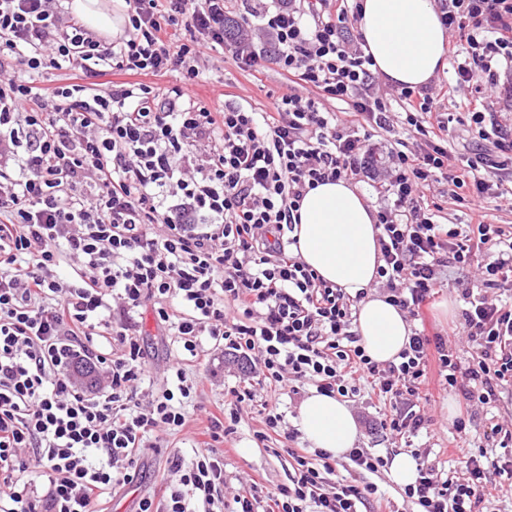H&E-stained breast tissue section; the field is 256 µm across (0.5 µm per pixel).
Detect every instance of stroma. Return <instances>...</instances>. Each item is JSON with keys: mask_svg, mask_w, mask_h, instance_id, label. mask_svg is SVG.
Segmentation results:
<instances>
[{"mask_svg": "<svg viewBox=\"0 0 512 512\" xmlns=\"http://www.w3.org/2000/svg\"><path fill=\"white\" fill-rule=\"evenodd\" d=\"M259 54L258 71L242 70L231 48H224L221 58L197 59L196 66L199 76L192 87L196 101L209 107L219 105L241 107L251 112L267 111L270 102L277 96L289 80L288 73L279 69L274 63L276 47L264 41L256 46ZM470 88L463 87L457 92L439 99L437 109L442 113H453L459 123L448 139L449 154L462 159L474 157L477 153L490 151L488 142L478 140L470 133L468 126L462 125L465 118L467 103L471 98ZM472 269L446 271L441 286L434 298L423 308V326L427 335H448L462 319L465 302L461 296L464 282L472 280ZM449 303L452 312L441 316L438 306ZM146 360L150 366L151 381L145 384V392L156 389L163 373L176 354L173 337L160 335L152 313L143 315ZM202 382L193 400L194 407L189 411L188 426L184 431L171 436L165 448H152L146 451L139 462L144 476L137 482L125 486L114 493L105 495L101 507L103 512H132L136 500L145 492L161 487V478L167 469L166 460L173 454L190 456L194 439L200 438L208 425L209 412L215 411L221 404L228 388L237 385L244 370L234 356L223 352L206 349L195 367ZM427 389L431 401L427 407L429 417L426 429L417 436L404 440L373 429L375 418L385 411L384 405L368 397H358L350 402L359 430V445L368 452L384 457H393L406 447H413L428 456V460L442 470H453L458 466L460 445L475 449L484 442L483 435L488 431L491 422H504L512 419V386L499 393L492 407H476L472 410L471 425L466 438H459L453 424L464 412L465 401L455 390L438 389L437 373H430ZM259 414L253 409H244L241 420L234 434L227 436L224 444V489L232 492L241 489L249 481L261 483L266 490L276 491L289 482L292 472V460L287 452L281 451L280 435L271 436L267 443H258L254 438L256 430L261 429ZM345 479L354 484L377 481L387 497L392 501L394 512H416V505L405 497L400 485L394 482L391 475H382L381 479H373L371 474L353 467L348 459L336 461L334 474L328 475V483L337 479Z\"/></svg>", "mask_w": 512, "mask_h": 512, "instance_id": "stroma-1", "label": "stroma"}]
</instances>
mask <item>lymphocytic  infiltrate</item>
Here are the masks:
<instances>
[{"mask_svg": "<svg viewBox=\"0 0 512 512\" xmlns=\"http://www.w3.org/2000/svg\"><path fill=\"white\" fill-rule=\"evenodd\" d=\"M306 3L277 0L260 11L259 28L230 35L224 0H125V35L106 44L61 0H0V512H99L104 494L137 481L143 450L185 429L197 384L184 365L207 342L260 374L231 389L191 460L168 458L177 483L139 498L134 512H381L376 484L326 491L330 455L293 448L288 485L271 493L254 484L225 503L219 445L258 388L288 380L343 398L369 387L392 408L378 427L399 436L425 424L430 363L472 405L512 385V302L487 295L512 276V230L483 214L496 181L512 179V132L475 103L470 128L496 151L458 165L442 145L450 122L434 119L428 88L403 87L404 135L378 161L337 113L301 94L316 89L350 103L366 126L393 127L348 10ZM442 21L468 45L457 84L499 88L500 70H512V0H451ZM260 34L274 39L275 64L294 79L270 110L195 102L196 58L229 40L241 68H255ZM18 64L76 79L42 89L16 76ZM115 68L176 82L102 84ZM503 90L511 102L512 85ZM376 165L385 174L375 189L388 201L377 213V280L414 319L445 268L476 266L457 330L476 351L471 360L444 337L416 332L400 362L372 361L353 328L357 299L294 252L306 189ZM439 178L467 188L475 223L436 222L421 191ZM145 309L172 330L185 359L150 396L138 322ZM106 335L115 350L98 345ZM489 435L500 455L466 452L458 476L419 460L405 496L420 512H484L490 475L512 480V424H492ZM32 463L44 485L17 490Z\"/></svg>", "mask_w": 512, "mask_h": 512, "instance_id": "1", "label": "lymphocytic infiltrate"}]
</instances>
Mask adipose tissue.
Here are the masks:
<instances>
[{
  "label": "adipose tissue",
  "instance_id": "obj_1",
  "mask_svg": "<svg viewBox=\"0 0 512 512\" xmlns=\"http://www.w3.org/2000/svg\"><path fill=\"white\" fill-rule=\"evenodd\" d=\"M68 10L100 38L120 36L127 21L123 0H69ZM435 0H361L357 27L387 82L418 88L446 66L448 31ZM298 253L324 280L360 295L355 327L367 355L398 361L409 345L404 312L372 292L381 253L375 206L347 180L307 190L300 202ZM295 425L310 447L340 457L354 448L358 430L347 402L310 392Z\"/></svg>",
  "mask_w": 512,
  "mask_h": 512
}]
</instances>
